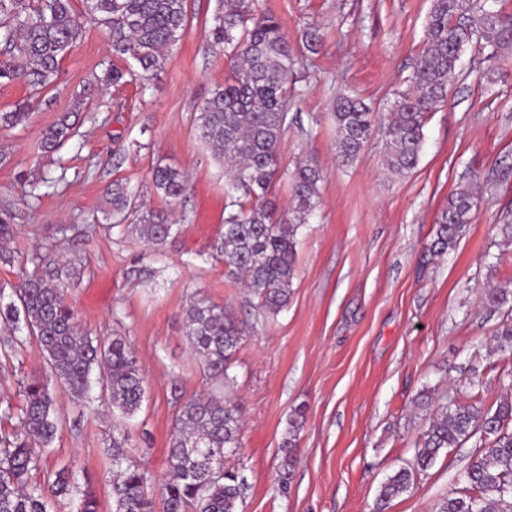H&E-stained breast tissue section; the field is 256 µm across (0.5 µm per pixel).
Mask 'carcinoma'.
Instances as JSON below:
<instances>
[{
  "mask_svg": "<svg viewBox=\"0 0 512 512\" xmlns=\"http://www.w3.org/2000/svg\"><path fill=\"white\" fill-rule=\"evenodd\" d=\"M255 0H217L210 35L224 45L230 76L216 87L195 116L198 136L225 169L230 197L223 230L210 245L224 261L227 276H240L258 307L278 314L288 303L295 275L296 236L318 207L321 172L311 164L295 168L289 177L292 217L277 213L269 199L283 176L279 149L288 129V105L296 91L293 74L296 47L279 21L257 13ZM87 17L77 15L71 0H0V82L24 79L34 90L53 87L61 63L79 39L87 19L106 26L114 59H132L134 72L107 63L92 85L119 87L139 75L162 68L165 52L182 39L188 25V0H86ZM473 44L498 59L512 52V15L493 10L485 0H431L425 26V46L414 59L404 90L394 92L384 130L386 164L405 175L418 164L427 115L448 97L464 46ZM29 102L0 112V126L26 124ZM336 148L341 165L354 162L367 141L377 114L364 100L342 93L333 102ZM76 135L70 115H61L41 135L43 153L51 155ZM185 171L158 165L152 173L154 193L165 209H145L122 183L107 188V215L113 226L157 249L177 231L173 206L186 190ZM479 209L476 191L463 186L448 198L424 257L431 261L454 250ZM137 222L123 224L130 215ZM14 217L0 213V260H8L4 245L14 236ZM75 267L44 247L37 270L25 276L14 299L0 306V349L13 352L23 340L15 335L24 322L37 340L51 377L72 398H89L91 375L99 382L113 411L134 416L144 398V372L121 335L104 341L82 331L67 301ZM483 306L503 314L493 335L497 351L512 357V288H488ZM185 335L190 351L206 378L223 386L243 337V323L227 306L196 294L185 308ZM24 389V402L14 407L0 397V415L18 419L20 430L0 434V512H49L44 488L27 487L30 471L40 467L52 444L60 415L48 382L35 374ZM244 420L240 408L212 391L186 401L175 417L167 456V471L156 493L151 479L135 465L125 439L112 437V512H238L247 483L226 467V459L241 447ZM300 430L293 419L282 447L286 454L280 482L288 484L296 462ZM475 439L478 452L466 469L467 486L451 492L435 512H512V400L495 410L475 403L451 401L436 407L435 419L416 443L414 464L401 468L381 484L373 512H383L393 497L408 491L414 474L433 465L441 449L458 448ZM55 496L69 491L70 474L62 468L48 482Z\"/></svg>",
  "mask_w": 512,
  "mask_h": 512,
  "instance_id": "obj_1",
  "label": "carcinoma"
}]
</instances>
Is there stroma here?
Listing matches in <instances>:
<instances>
[{
    "label": "stroma",
    "mask_w": 512,
    "mask_h": 512,
    "mask_svg": "<svg viewBox=\"0 0 512 512\" xmlns=\"http://www.w3.org/2000/svg\"><path fill=\"white\" fill-rule=\"evenodd\" d=\"M431 0H258L289 41L303 43L319 28L322 49L296 66L298 112L280 146L282 170L309 160L323 171L320 203L297 233L296 270L287 305L266 316L257 300L226 276L209 245L224 222L226 176L198 137L194 118L229 73L222 47L208 33L216 0H190L189 25L162 69L85 98L102 61L110 60L105 26L87 23L62 63L56 87L37 92L25 80L0 83V112L27 99L23 127L0 128V210L15 216L10 261H0V288L11 291L33 258L56 244L79 274L68 302L86 332L126 336L146 374V399L129 421L108 410L99 383L91 402L76 403L57 382L49 388L63 420L30 484L48 472L72 473L73 492L53 512H77L93 493L112 512L115 435L152 479L167 471L179 407L211 389L185 336L184 310L193 293L230 305L247 328L225 394L243 414L242 445L227 458L247 482L239 512H371L381 483L412 462L430 416L415 399L436 403L479 399L496 408L512 386V358L492 336L502 320L480 306L483 289L512 286V243L496 228L512 208V180L495 183V164H512V54L485 61L462 57L446 102L429 113L417 167L398 176L386 166L381 132H372L357 161L339 166L330 102L339 93L372 100L387 113L392 92L404 89L424 45ZM77 112L78 135L58 154L38 148L40 133L63 112ZM169 165L190 174L174 207L179 234L161 248L111 227L104 190L119 180L150 207L163 202L152 169ZM478 186L483 202L453 251L427 268L419 256L433 239L449 195ZM151 269L140 282L131 267ZM478 388L463 384L467 366ZM34 340L0 353V396L22 404V384L43 372ZM303 410L298 462L288 483L278 479L279 445L295 410ZM473 443L442 451L393 498L386 512H433L464 487Z\"/></svg>",
    "instance_id": "1"
}]
</instances>
